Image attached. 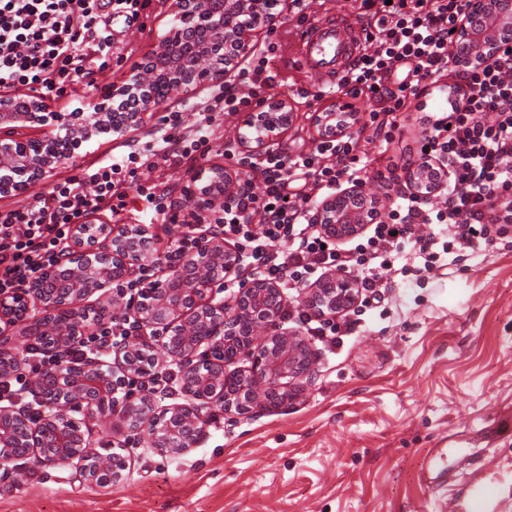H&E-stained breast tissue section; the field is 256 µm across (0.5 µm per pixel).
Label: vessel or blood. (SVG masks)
<instances>
[{"mask_svg": "<svg viewBox=\"0 0 512 512\" xmlns=\"http://www.w3.org/2000/svg\"><path fill=\"white\" fill-rule=\"evenodd\" d=\"M361 42L360 26L342 18L324 19L300 36L299 48L309 74L329 87L355 62Z\"/></svg>", "mask_w": 512, "mask_h": 512, "instance_id": "b4317fda", "label": "vessel or blood"}]
</instances>
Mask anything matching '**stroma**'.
<instances>
[{
  "label": "stroma",
  "mask_w": 512,
  "mask_h": 512,
  "mask_svg": "<svg viewBox=\"0 0 512 512\" xmlns=\"http://www.w3.org/2000/svg\"><path fill=\"white\" fill-rule=\"evenodd\" d=\"M356 0H305L288 7L260 47L277 44L272 65L289 94L316 89L294 43L319 20H356ZM169 0H150L134 21L113 16L112 55L95 85L52 100L68 116L122 82L169 31ZM295 120L278 148L287 154L317 141L312 112L293 98ZM445 95L411 108L389 144L350 133L372 168L415 154L424 111L444 112ZM161 114L134 129L76 150L55 172L22 194L0 196V211L49 194L64 178L122 152L127 140L157 142ZM243 115L221 117L207 163L140 168L139 181L199 190L204 166L221 167L224 144L236 141ZM407 275L389 287L336 339L307 337L312 376L299 399L263 405L241 416L219 405L204 409L203 433L189 452L173 456L152 446L147 428L119 429L111 416L85 418L93 452L121 449L126 481L101 487L72 466L0 462V512H466L470 491L489 490L487 512H512V235L467 260L421 271L404 256Z\"/></svg>",
  "instance_id": "stroma-1"
}]
</instances>
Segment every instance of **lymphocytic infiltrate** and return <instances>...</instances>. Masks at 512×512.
Listing matches in <instances>:
<instances>
[{
    "label": "lymphocytic infiltrate",
    "mask_w": 512,
    "mask_h": 512,
    "mask_svg": "<svg viewBox=\"0 0 512 512\" xmlns=\"http://www.w3.org/2000/svg\"><path fill=\"white\" fill-rule=\"evenodd\" d=\"M468 0H360L366 47L358 63L328 90L297 89L296 94L320 102L325 94L370 101L365 129L372 138L391 143L408 105L429 95L448 76L461 83L450 111L436 118L420 141L421 161L437 160L448 169V189L440 205L402 196L386 219L375 221L350 248L328 240L313 224L315 200L342 183L355 182L366 164L358 139L340 134L321 139L294 154L273 149L261 156L240 155L225 144V158L246 175L237 197L225 203L215 230L233 242L243 269L259 279L291 288L331 269L361 267L360 288H377L392 259L417 243L429 252L461 254L493 242L491 228L512 223V48L469 66H455L459 50L453 35ZM101 0H0V89L28 87L45 97L84 83L92 74L89 53L108 56L112 39L98 26ZM266 56L241 68L227 81L214 104L198 113L197 129L185 133L181 113L161 118V144L151 152L163 162L207 159L210 129L217 113L247 111L276 86ZM139 150L57 183L49 196L0 211V292L27 287L43 268L57 264L72 225L98 212L125 214L129 204L163 214L173 231L165 257H143L141 278L149 280L162 261L178 258L197 226L183 218L187 195L171 186L135 185L133 166ZM260 184H253L252 175ZM419 224H445L450 240H415ZM134 322H97L94 332L62 351L28 342L27 357L38 366H76L91 358L106 359L112 348L139 337Z\"/></svg>",
    "instance_id": "f902f5d3"
}]
</instances>
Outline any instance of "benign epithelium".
<instances>
[{"instance_id": "benign-epithelium-1", "label": "benign epithelium", "mask_w": 512, "mask_h": 512, "mask_svg": "<svg viewBox=\"0 0 512 512\" xmlns=\"http://www.w3.org/2000/svg\"><path fill=\"white\" fill-rule=\"evenodd\" d=\"M288 0H170L173 26L145 57L135 71L94 102L61 121L60 113L36 92L0 91V125L31 123L42 128L38 137L16 139L0 136V169L12 177L0 181V196L16 195L28 185L49 176L63 159L82 144L105 132H118L136 123L146 112L158 111L170 94L181 88L221 85L232 76L243 59L257 45L259 36L274 29ZM512 31V0L488 12L484 0H471L467 17L458 23L455 39L465 50L462 58L475 62L469 51L484 57L500 53L501 37ZM293 120L290 101L275 97L262 102L245 120L248 132L238 135L239 149L263 155L288 130ZM356 113L320 112L319 132H345ZM438 162L412 168L406 191L420 197L442 193L448 187V169L434 171ZM215 192L195 198L198 222L206 221L241 188L240 175L226 168L209 169ZM371 196L363 186L352 184L327 197L314 208L313 223L333 240H346L362 234L372 214ZM91 224L72 228L69 246L60 262L40 272V288L0 293V335L11 332L28 317L21 333L45 336L53 348L62 350L77 341L85 329L82 301L95 293L106 294L112 284L129 280L139 273L142 257L153 251V235L143 224L102 222L95 238L100 248L87 243ZM236 248L222 235L205 233L181 259L169 266L168 275L147 285L144 299L134 307V317L143 336L153 331L160 336V347L174 359H182L204 343L221 348L229 359L251 361L248 370L236 371V384L224 383V367L208 371L186 367L182 374L194 378L184 387L192 403L165 408L157 417L161 426L153 432L154 446L169 454H182L193 447L201 429L202 407L216 402L224 413L247 415L260 397L281 401L296 400L302 393L301 380L311 365L310 350L295 330H284L257 341V334L281 313L283 299L275 282L253 280L246 283L230 304L214 303V293L224 290V279L238 273ZM358 300L357 280L342 270H330L307 287L306 302L320 313L334 315L351 308ZM134 349L118 354L115 361L123 376L108 374L89 361L67 372L43 368L33 384L42 391L50 382L57 391L43 396L41 419L27 430L25 455L39 465L76 464L85 480L98 483L108 475L119 485L126 478L128 462L119 454L99 455L87 464L89 443L79 422L71 416L109 414L122 422L130 420L133 405L128 397L115 399L124 376L136 374ZM20 361L0 347V380L11 378ZM22 418L10 406H0V447L14 455L18 437L13 421ZM56 449L45 457L42 448Z\"/></svg>"}]
</instances>
